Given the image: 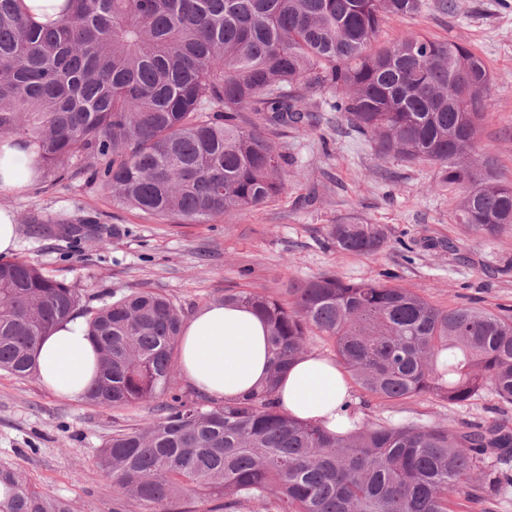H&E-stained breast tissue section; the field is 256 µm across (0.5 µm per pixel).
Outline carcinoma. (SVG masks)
<instances>
[{
	"mask_svg": "<svg viewBox=\"0 0 512 512\" xmlns=\"http://www.w3.org/2000/svg\"><path fill=\"white\" fill-rule=\"evenodd\" d=\"M0 0V138L33 143L47 176L85 174L113 205L158 220L206 224L264 206L286 189L273 139L315 127L329 109L381 157L436 166L458 193L456 220L482 235L512 228V181L477 145L493 85L484 60L449 40L410 33L368 52L393 18L424 0H68L50 25ZM70 239L89 215H31ZM378 224L329 227L327 245L368 256ZM288 301L224 294L268 328L267 383L236 402L181 391L184 312L138 290L81 308L73 286L25 259L0 261V372L34 375L39 341L87 318L98 375L84 401L155 404L145 427L112 432L97 458L112 512H456L512 485V429L497 424L394 425L358 418L339 433L276 404L278 376L333 341L335 360L367 395L468 404L485 388L512 404V319L472 305L440 308L408 288L333 272L292 282ZM0 512H70L0 467Z\"/></svg>",
	"mask_w": 512,
	"mask_h": 512,
	"instance_id": "cac0c4a2",
	"label": "carcinoma"
}]
</instances>
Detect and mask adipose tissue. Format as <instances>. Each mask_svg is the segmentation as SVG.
<instances>
[{
	"label": "adipose tissue",
	"instance_id": "adipose-tissue-1",
	"mask_svg": "<svg viewBox=\"0 0 512 512\" xmlns=\"http://www.w3.org/2000/svg\"><path fill=\"white\" fill-rule=\"evenodd\" d=\"M40 172L35 146L0 150V194L28 188ZM185 385L217 400H235L260 385L269 371L266 328L253 312L216 302L191 315L180 339ZM37 374L55 395L81 397L97 374V355L83 318L60 325L40 343ZM276 401L295 418L345 430L354 391L341 366L313 352L290 365L280 378Z\"/></svg>",
	"mask_w": 512,
	"mask_h": 512
}]
</instances>
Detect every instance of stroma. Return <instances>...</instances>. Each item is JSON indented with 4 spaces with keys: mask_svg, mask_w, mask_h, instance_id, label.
<instances>
[{
    "mask_svg": "<svg viewBox=\"0 0 512 512\" xmlns=\"http://www.w3.org/2000/svg\"><path fill=\"white\" fill-rule=\"evenodd\" d=\"M427 0L410 18L388 21L371 50L411 32L461 44L480 56L493 76L480 146L491 147L498 170L512 179V0H454L451 12ZM318 128L289 132L278 145L289 159L288 189L274 201L233 219L207 224L159 221L113 206L97 184L78 176L38 178L24 194L0 196L21 222L16 257L89 297L148 289L169 297L185 314L230 290L280 292L289 282L333 272L357 280H386L441 307L474 304L512 317V232L486 237L457 223L455 193L437 188L436 170L376 154L373 145L316 106ZM97 216L107 243L78 242L24 223L32 213ZM379 224L388 245L352 256L317 245L330 225ZM356 405L371 420L392 424L498 422L512 428V405L484 390L469 405L421 397L405 404L366 399ZM152 405L104 410L57 397L37 377L0 372V465L21 471L40 489L67 501L72 512H112V489L96 459L113 429L149 423Z\"/></svg>",
    "mask_w": 512,
    "mask_h": 512,
    "instance_id": "1",
    "label": "stroma"
}]
</instances>
